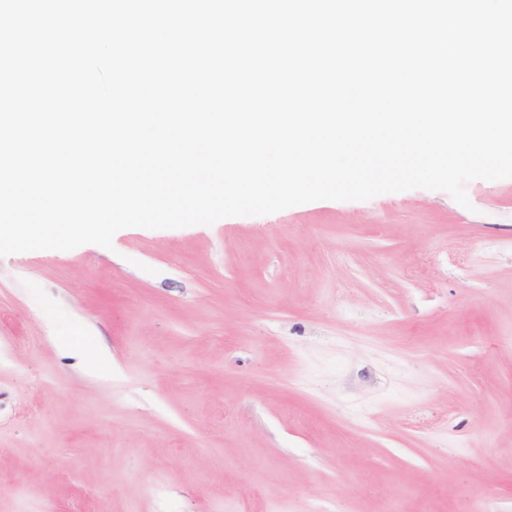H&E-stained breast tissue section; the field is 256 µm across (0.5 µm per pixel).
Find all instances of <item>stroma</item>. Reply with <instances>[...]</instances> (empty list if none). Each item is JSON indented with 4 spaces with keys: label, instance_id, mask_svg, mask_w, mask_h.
I'll return each mask as SVG.
<instances>
[{
    "label": "stroma",
    "instance_id": "obj_1",
    "mask_svg": "<svg viewBox=\"0 0 512 512\" xmlns=\"http://www.w3.org/2000/svg\"><path fill=\"white\" fill-rule=\"evenodd\" d=\"M0 257V512H512V178Z\"/></svg>",
    "mask_w": 512,
    "mask_h": 512
}]
</instances>
